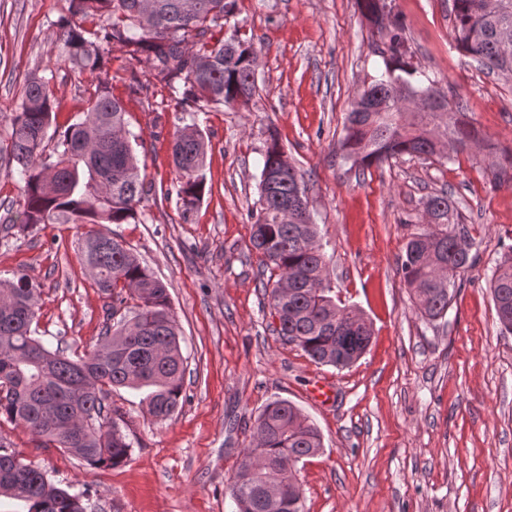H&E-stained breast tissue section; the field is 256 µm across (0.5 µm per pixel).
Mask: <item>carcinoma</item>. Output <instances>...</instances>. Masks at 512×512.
I'll use <instances>...</instances> for the list:
<instances>
[{
  "label": "carcinoma",
  "mask_w": 512,
  "mask_h": 512,
  "mask_svg": "<svg viewBox=\"0 0 512 512\" xmlns=\"http://www.w3.org/2000/svg\"><path fill=\"white\" fill-rule=\"evenodd\" d=\"M58 20L68 62L78 73L101 75L103 46L121 43L135 59L144 54L155 77L177 100H191L197 111L212 105L246 104L256 92L257 50L238 32L211 44L208 33L224 28L235 0H64ZM361 11L387 40L376 48L385 72L348 114L340 148L364 166L405 155L430 157L457 151L478 141L473 125L458 118L462 106L448 100L436 81L410 80L417 73L407 56L404 26L388 0H359ZM458 49L489 70L512 69V50L503 56L502 35L512 38V0H452ZM96 22L87 30L82 22ZM425 110L403 120L391 77ZM123 103L103 81L88 99L84 118L56 125L49 82L36 75L25 84L21 111L0 141V167L24 182V232L38 224H96L86 235L81 259L93 269L99 290L112 298V324L102 340L119 336L110 352L75 359L64 349L52 351L33 336L39 288L25 274L0 287V417L38 436L46 446L63 448L94 467H115L128 457L130 443L121 418L108 403L111 390L143 392L141 404L156 419L171 416L184 401V356L168 289L148 267L112 236L110 224L136 218L144 184L127 130ZM53 134H48V131ZM55 142L45 155V141ZM173 187L186 206L204 191L207 144L196 128L176 131L172 146ZM485 173L495 187L512 188V158L494 161ZM258 208L252 215L250 244L265 263L280 271L269 292L279 319L278 334L317 363L344 368L355 362L338 353L342 337H363L371 327L352 308L331 296L316 225L307 216L285 222L284 211L306 200L302 176L277 141L267 146L259 183ZM428 223L410 234L397 258V272L430 322L443 319L452 301L455 278L475 265L468 235L454 220L448 192L424 203ZM497 320L512 333V251L497 261L489 280ZM256 443L234 473L229 490L236 512H303L300 488L284 483L282 473L322 448L319 432L287 400L268 403L255 421ZM24 505L25 512H86L81 496L50 481L46 474L0 452V498Z\"/></svg>",
  "instance_id": "cac0c4a2"
}]
</instances>
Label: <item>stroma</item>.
Wrapping results in <instances>:
<instances>
[{"label":"stroma","mask_w":512,"mask_h":512,"mask_svg":"<svg viewBox=\"0 0 512 512\" xmlns=\"http://www.w3.org/2000/svg\"><path fill=\"white\" fill-rule=\"evenodd\" d=\"M61 0H0V140L30 74L45 76L57 122L80 121L96 89L64 60ZM412 61L460 100L482 146L452 157L403 156L363 167L339 143L357 94L384 71L381 32L357 0H236L225 32L254 43L248 104L205 112L176 104L147 58L107 45L103 77L122 101L145 193L139 219L111 231L166 284L186 358L183 405L149 416L141 392L112 390L131 444L124 463L93 468L28 430L0 421V445L45 471L87 512H234L227 491L253 433L277 399L297 406L323 448L300 461L304 512H512V334L499 330L487 280L512 249V189L492 188L491 159L512 151V75L488 72L454 42L452 0H392ZM204 135L205 192L185 208L171 188L176 130ZM278 137L303 177L332 295L372 327L349 367L315 363L278 334L263 285L275 271L250 248L263 153ZM22 182L0 169V279L40 289L33 327L76 357L109 324V299L80 259L86 224L18 233ZM447 191L476 257L444 319L428 322L397 272L422 202ZM334 397L311 394L317 382Z\"/></svg>","instance_id":"stroma-1"}]
</instances>
